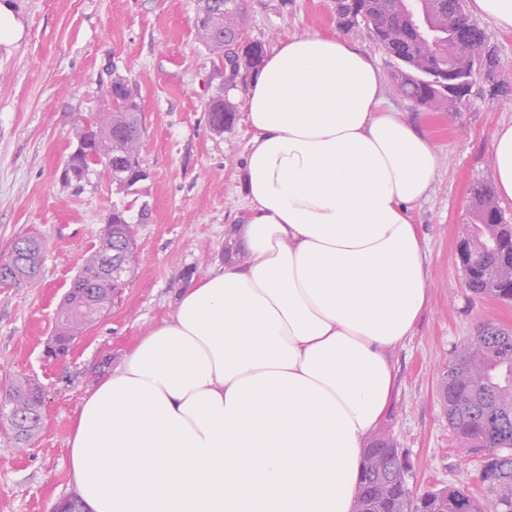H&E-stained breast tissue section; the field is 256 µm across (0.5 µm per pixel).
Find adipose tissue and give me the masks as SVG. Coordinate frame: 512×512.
Wrapping results in <instances>:
<instances>
[{
    "instance_id": "obj_1",
    "label": "adipose tissue",
    "mask_w": 512,
    "mask_h": 512,
    "mask_svg": "<svg viewBox=\"0 0 512 512\" xmlns=\"http://www.w3.org/2000/svg\"><path fill=\"white\" fill-rule=\"evenodd\" d=\"M383 91L344 34L268 49L229 228L247 259L185 288L84 400L68 448L90 512H352L395 353L430 302L413 212L438 156ZM491 151L512 203V123Z\"/></svg>"
}]
</instances>
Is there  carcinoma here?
Here are the masks:
<instances>
[{
	"instance_id": "obj_1",
	"label": "carcinoma",
	"mask_w": 512,
	"mask_h": 512,
	"mask_svg": "<svg viewBox=\"0 0 512 512\" xmlns=\"http://www.w3.org/2000/svg\"><path fill=\"white\" fill-rule=\"evenodd\" d=\"M336 18L347 28L365 26L369 36L393 61L397 87L419 106L437 112H455L464 98L448 92L460 76L475 77L501 69L497 52L489 47L483 29L471 21L464 0H337ZM196 27L201 43L219 60L232 65L231 75L252 71L266 46L245 35L242 0H198ZM138 84L130 76L115 75L105 108L72 131L76 148L68 157L63 178L80 182L99 166L119 193L139 194L142 126ZM210 128L217 134L230 129L236 107L224 94L205 105ZM112 157L114 165L105 162ZM466 236L471 241L469 261L462 265L465 286L477 297L512 300V224L505 221L493 186L475 184ZM132 204L112 206L99 244L84 259L74 277L70 296L61 303L54 336L56 356L67 355L70 336L89 318L112 306L113 277L131 283L137 270V244L131 225L149 218L147 204L131 214ZM47 242L32 235L14 243L0 261V281L15 285L33 282L39 275ZM125 252L126 263L112 267V253ZM440 397L448 414L458 457L480 458V491L464 485L427 490L409 486L406 457L386 432L368 443L380 448L396 471L379 470L367 458L354 512H512V331L487 323L456 351L441 369ZM44 400L41 390L20 375L0 395V416L8 419L15 443L31 442L41 427Z\"/></svg>"
}]
</instances>
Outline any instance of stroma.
Masks as SVG:
<instances>
[{
	"mask_svg": "<svg viewBox=\"0 0 512 512\" xmlns=\"http://www.w3.org/2000/svg\"><path fill=\"white\" fill-rule=\"evenodd\" d=\"M21 24L0 42V260L14 241L46 237L38 279L0 282V391L17 375L46 390L43 427L19 452L0 426V512H50L73 491L67 445L83 399L153 325L167 319L191 279L224 263V234L243 214L240 168L253 131L243 93L248 75L228 78L200 42L197 0H9ZM251 39L272 44L306 31L337 30L333 0H243ZM347 35L374 57L385 105L423 123L439 158L429 196L414 212L430 255V293L414 336L395 354L399 392L381 424L410 464L417 491L451 483L477 487L478 461L460 462L438 387L442 365L485 323L512 328V301L472 296L457 245L471 189L492 178L491 139L512 122V104L473 92L458 112L416 106L396 86L392 65L364 28ZM140 91V201L151 216L135 225V280L82 335L68 356L45 354L60 301L99 242L113 204L127 203L101 171L63 184L72 130L98 112L113 73ZM224 92L237 112L211 131L206 102Z\"/></svg>",
	"mask_w": 512,
	"mask_h": 512,
	"instance_id": "35a3bbf8",
	"label": "stroma"
}]
</instances>
